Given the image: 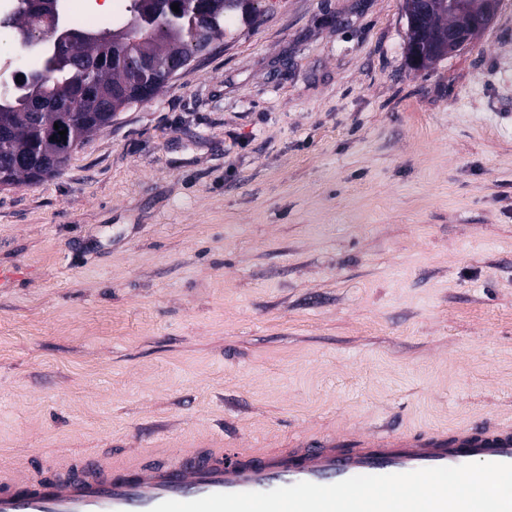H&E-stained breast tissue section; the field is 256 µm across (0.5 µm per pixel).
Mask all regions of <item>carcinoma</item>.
Instances as JSON below:
<instances>
[{
  "mask_svg": "<svg viewBox=\"0 0 512 512\" xmlns=\"http://www.w3.org/2000/svg\"><path fill=\"white\" fill-rule=\"evenodd\" d=\"M40 0H22L13 13L17 23L9 25L24 41L45 40L51 50L36 70L38 77H25L14 89L0 95V118L11 119L8 134L0 136V187L14 185L20 178L42 179L60 173L72 154L91 135L112 124L118 105L100 109L84 97L89 87L103 94L126 76H134L157 91L165 76L177 72L208 49L202 43V25L224 33V21L240 15L249 25L257 7L244 10L241 0H156L157 7L143 10L131 0L137 12V26L119 40L121 57L112 59L110 41L116 25H106L93 33L60 24L58 0L45 10ZM179 4V11L171 9ZM451 19L441 10L429 20L424 31L408 28L407 51L415 66L421 68L433 52L424 44H435L437 34L448 29ZM38 99L59 104L61 112H34ZM67 131L65 138L59 132Z\"/></svg>",
  "mask_w": 512,
  "mask_h": 512,
  "instance_id": "cac0c4a2",
  "label": "carcinoma"
}]
</instances>
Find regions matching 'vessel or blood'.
<instances>
[{"label": "vessel or blood", "mask_w": 512, "mask_h": 512, "mask_svg": "<svg viewBox=\"0 0 512 512\" xmlns=\"http://www.w3.org/2000/svg\"><path fill=\"white\" fill-rule=\"evenodd\" d=\"M473 462L512 464V427L472 426L414 436H306L288 451L196 449L165 467H112L87 456L74 471L1 480L0 512H151L166 500L266 492L302 481L330 485L357 475Z\"/></svg>", "instance_id": "vessel-or-blood-1"}]
</instances>
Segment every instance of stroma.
I'll use <instances>...</instances> for the list:
<instances>
[{
	"instance_id": "obj_1",
	"label": "stroma",
	"mask_w": 512,
	"mask_h": 512,
	"mask_svg": "<svg viewBox=\"0 0 512 512\" xmlns=\"http://www.w3.org/2000/svg\"><path fill=\"white\" fill-rule=\"evenodd\" d=\"M0 189V474L512 423V0H260ZM413 0H404V13L408 24L407 51L415 66L421 68L427 65L435 52L426 51L424 43L435 45L437 34L448 29L447 42L441 56L448 57L471 45L479 33L484 31L492 22L497 0H485L479 10L474 9L470 0H417L416 15H410L413 24H421L422 21L435 10L447 7L448 11L441 10L429 20L424 31L412 28L409 19V5ZM454 23L448 24L451 19Z\"/></svg>"
}]
</instances>
